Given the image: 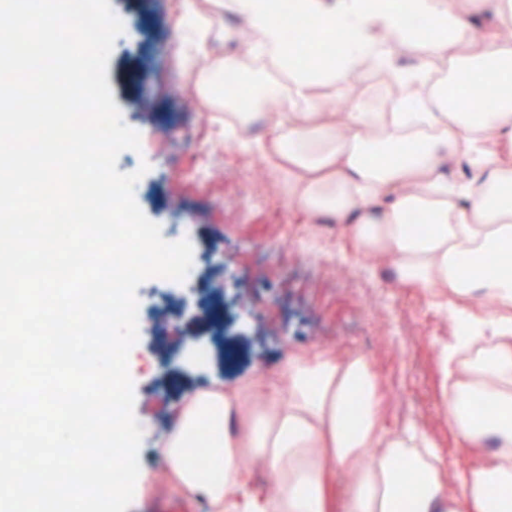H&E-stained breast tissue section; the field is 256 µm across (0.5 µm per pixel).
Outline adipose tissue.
Segmentation results:
<instances>
[{"label": "adipose tissue", "instance_id": "obj_1", "mask_svg": "<svg viewBox=\"0 0 512 512\" xmlns=\"http://www.w3.org/2000/svg\"><path fill=\"white\" fill-rule=\"evenodd\" d=\"M179 11L197 93L211 100L222 74L241 78L222 103L225 140L267 161L311 223L341 224L354 256L386 258L398 283L449 311L438 416L476 463L449 468L414 419L389 427L369 356L318 347L188 393L156 443L161 476L139 474L138 489L206 512H512V42L500 35L512 0H179ZM287 12L335 38L330 59L287 39ZM376 76L378 107L362 91ZM475 83L493 111H458ZM259 120L268 133L251 137ZM463 164L469 178L453 179ZM414 212L424 231L408 224ZM479 397L496 416L471 412Z\"/></svg>", "mask_w": 512, "mask_h": 512}]
</instances>
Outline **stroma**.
Here are the masks:
<instances>
[{
  "label": "stroma",
  "mask_w": 512,
  "mask_h": 512,
  "mask_svg": "<svg viewBox=\"0 0 512 512\" xmlns=\"http://www.w3.org/2000/svg\"><path fill=\"white\" fill-rule=\"evenodd\" d=\"M110 3L124 30L107 80L124 122L140 134L139 150L121 152L117 169L148 163L134 188L138 205L165 240L186 238L194 248L185 282L152 278L137 290L145 318L129 368L134 414L154 429L139 449L144 471L159 473L153 435L185 394L276 370L289 350L316 346L370 356L386 389L388 425L408 418L428 424L456 466L459 450L435 411L436 344L450 336L451 317L395 284L384 260L355 259L340 225L321 224L309 234L307 216L284 196L270 165L256 166L250 154L225 143L223 111L177 94L189 85L175 59L177 0ZM196 127L203 130L198 142L190 136ZM201 165L210 191L188 190ZM228 182L238 184V193L225 195ZM230 209L250 214V225L226 220ZM270 219L294 257L284 270L267 235ZM320 260L337 285L318 304L308 283ZM202 350L207 360L199 359Z\"/></svg>",
  "instance_id": "35a3bbf8"
}]
</instances>
